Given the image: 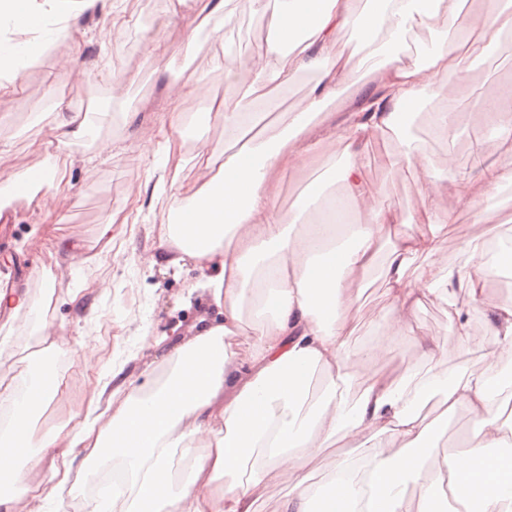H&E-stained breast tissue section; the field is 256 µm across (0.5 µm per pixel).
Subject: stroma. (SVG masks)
Wrapping results in <instances>:
<instances>
[{"instance_id":"35a3bbf8","label":"stroma","mask_w":512,"mask_h":512,"mask_svg":"<svg viewBox=\"0 0 512 512\" xmlns=\"http://www.w3.org/2000/svg\"><path fill=\"white\" fill-rule=\"evenodd\" d=\"M28 12L42 16L41 28H25L12 16L0 17V41L25 43L31 38L53 42L51 55L36 68L23 67L14 76L15 89L0 95V186L24 182L35 172L54 164L47 148L49 128L59 105L87 113L88 135L72 147L66 165L72 188L67 198L53 202L50 192L29 190L15 203L12 228L0 233V286L25 294L30 310L0 319V386L19 389L26 384L31 365L45 343L37 334L41 322L52 323L65 342L51 358L52 373L69 394L64 404H50L35 415L36 430L66 423L76 411L91 376L73 354L76 344H86L99 366L125 362L128 373L140 384L152 379L145 366L161 357L155 339L192 335L199 319L216 320L220 312L197 292L201 279L194 265L179 271L147 267L141 256L158 246V224L168 206L159 183L194 182L198 153L211 156L214 165L224 162L227 134L201 100L188 102L180 129L170 126V109L178 90L200 81L209 97L236 103L250 79L248 63L255 47L265 44L266 18L252 0H237L239 25L235 38L244 48L213 65L222 35L212 26L190 36L188 11L173 12L170 0H22ZM148 17L145 26L133 24L134 15ZM127 24L123 43L112 41L113 20ZM496 62L486 65L485 55H471L464 80L445 83L439 96L423 97L415 110L411 139L424 142L434 166L472 169L474 144H481L485 161L512 170V136L488 133L478 116L469 113L472 95L490 93L512 84V36L492 47ZM134 113L125 124L124 113ZM455 114L457 137L447 144L434 139L430 115ZM114 141L110 157L95 165L86 159L100 141ZM392 137L378 138L364 166L366 179L377 184L384 203L402 215L421 202L434 200L453 211L455 221L442 231L438 256L446 266L458 260L460 244L479 237L491 241L512 236V183L504 185L497 206L486 222H475L448 190L429 192L417 171L406 165L389 166L385 156ZM342 160L329 152L315 157L302 170L286 174L280 182L276 206L289 215L298 198L316 200L339 195L342 185L336 170ZM133 212L130 224H112L116 212ZM112 226V252L102 249L103 224ZM457 316H450L445 302L427 297L409 320L412 335L391 334L387 325L394 307L378 274H371L364 292L347 313L351 334L348 351L375 347L369 361L376 371L420 365L417 337L427 336L436 345L438 369L453 379L482 363L474 348L462 346L456 333L457 318L471 315L465 294H457ZM426 418L442 421L435 441L439 451L453 453L458 440L473 438L476 422L467 409L447 411L442 394L432 397Z\"/></svg>"}]
</instances>
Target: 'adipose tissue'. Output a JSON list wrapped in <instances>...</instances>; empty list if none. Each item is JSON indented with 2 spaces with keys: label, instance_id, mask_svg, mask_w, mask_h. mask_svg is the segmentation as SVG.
Listing matches in <instances>:
<instances>
[{
  "label": "adipose tissue",
  "instance_id": "obj_1",
  "mask_svg": "<svg viewBox=\"0 0 512 512\" xmlns=\"http://www.w3.org/2000/svg\"><path fill=\"white\" fill-rule=\"evenodd\" d=\"M373 3L368 11L357 0H275L269 27L284 34L304 29L307 37L288 49L275 41L262 48L239 103L216 109L212 117L237 133L257 123L256 107L269 85H289L303 70L317 74L316 85L287 127L226 155L223 170L198 160L197 183L173 193L179 208L196 211V222L162 219L160 252L142 258L150 267L196 266L198 287L221 309V321H201L187 339L167 340L163 357L147 365L161 379L151 391H143L124 364L97 371L68 426L34 427L35 411L67 399L61 382L45 370L33 373L25 393L1 388L0 407L25 409L26 416L0 432V478L21 487L0 493V512H42L46 490H64L107 441L113 463L128 478L125 492L112 500L113 512H257V489L272 474L290 484L278 512H313L308 466L339 441L358 443L367 454L358 471L351 460L340 462L330 512H427L426 499L414 502L406 495L408 485L427 481L447 485L445 512H512V479L483 475L489 449L512 447V429L504 428L491 402L495 351L447 384L444 397L448 409L462 406L475 417V442L464 452L442 455L429 469L421 451L433 427L412 402L443 383L431 363L432 349L424 350L428 365L418 376L368 371L367 352L353 357L346 350V311L376 269L400 317L426 296L447 300L453 287L484 305L498 348L512 349V303L489 301L481 243H463L454 269L432 261L424 286L412 285L410 263L419 256L432 260L452 217L426 206L405 222L363 176L367 146L394 129L399 108H414L424 91L460 74L466 55L512 33V0H488L474 21L462 15L460 0ZM443 19L462 30L460 39L426 55L402 50L409 34ZM349 31L362 43L378 42L371 68L337 53ZM368 78L376 98L351 112L328 141L308 143L309 116ZM328 143L346 158L343 198L351 211L368 208L364 223L352 225L347 245L337 243V225L305 223L304 201H296L288 222L275 204L280 176L303 167L311 151ZM426 156L424 144L400 140L389 162L422 163L427 183L448 185L468 199L467 177L425 165ZM111 387L122 399L106 410L101 402ZM46 456L49 468L40 481H31L21 460L36 464ZM177 456L189 462L179 475L171 470Z\"/></svg>",
  "mask_w": 512,
  "mask_h": 512
}]
</instances>
